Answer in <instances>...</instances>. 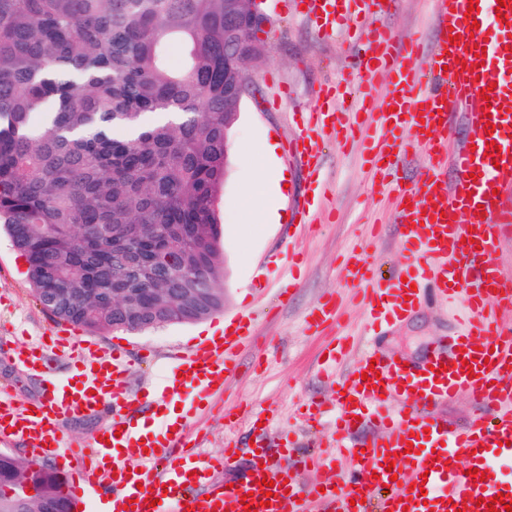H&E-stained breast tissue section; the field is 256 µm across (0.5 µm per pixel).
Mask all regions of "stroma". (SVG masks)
I'll list each match as a JSON object with an SVG mask.
<instances>
[{
	"mask_svg": "<svg viewBox=\"0 0 512 512\" xmlns=\"http://www.w3.org/2000/svg\"><path fill=\"white\" fill-rule=\"evenodd\" d=\"M261 8L267 17L258 34L263 57L248 72L249 90L230 132L232 150L221 195L223 312L142 332L108 330L94 335L105 348L122 343L133 355L143 347L155 352V362H133L128 375L131 395L149 403L172 352L195 344L224 319L246 310L257 315L255 337L239 355L237 375L221 397L192 419V430L211 456L223 453L224 440L232 432L242 447H249L246 427L230 429L225 417L250 408L270 409L281 432L296 433L305 442H317L326 434V427L309 429L303 423L302 410L310 400L336 396L335 385L317 374L327 337L310 332L305 318L321 299L333 294L341 297L343 333L352 343L346 362L354 364L368 331V317L345 284L346 259L351 250H362L386 277L404 260L394 205L373 190L359 140H349L341 148L333 139L322 140L321 171L315 185L306 169L287 153L304 115L319 105L320 86L349 72V44L338 32L318 35L299 13L296 0H263ZM383 22L397 36L419 38L425 46L435 36L430 0H396ZM271 138L278 142L271 170L285 175L288 187L277 200V221L263 224L259 211L264 201L247 192L263 171L247 164L242 154L247 151L259 157L265 140ZM314 188L320 200L310 226L289 223L291 201ZM288 247L299 252V266L286 258L270 263L271 254ZM287 286L292 289L287 303L275 305L277 290ZM463 307L459 297L449 305L425 301L381 336L378 347L388 356L420 360L433 341L459 324ZM56 328V321L33 295L23 259L7 235L1 234L0 387H11L18 403L38 401L42 391L39 380L10 359L12 347L39 342Z\"/></svg>",
	"mask_w": 512,
	"mask_h": 512,
	"instance_id": "1",
	"label": "stroma"
}]
</instances>
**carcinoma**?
I'll use <instances>...</instances> for the list:
<instances>
[{"instance_id": "1", "label": "carcinoma", "mask_w": 512, "mask_h": 512, "mask_svg": "<svg viewBox=\"0 0 512 512\" xmlns=\"http://www.w3.org/2000/svg\"><path fill=\"white\" fill-rule=\"evenodd\" d=\"M242 0H0V225L35 298L83 332L167 324L148 290L224 309V18ZM129 292L112 297V284ZM68 288L67 305L47 298ZM32 490L20 504L15 481ZM0 452V512H74Z\"/></svg>"}]
</instances>
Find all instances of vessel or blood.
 I'll return each instance as SVG.
<instances>
[{
	"mask_svg": "<svg viewBox=\"0 0 512 512\" xmlns=\"http://www.w3.org/2000/svg\"><path fill=\"white\" fill-rule=\"evenodd\" d=\"M305 18L330 34L339 20L384 15L386 0H301ZM437 37L428 49L399 38L383 24L347 31L365 44L341 85L319 90L321 106L308 113L289 151L310 172L319 168L321 135L342 139L370 129L369 170L395 197L407 263L399 278L380 282L364 254L350 253L346 277L372 321L374 336L411 315L425 291L437 300L463 296L468 317L455 335L434 341L423 359L403 362L369 344L338 384L337 453L297 451L275 435L265 412L246 416L254 437L242 481L214 479L218 462L197 451L189 419L143 430L139 403L129 395L131 361L125 348L104 351L69 328L39 344L13 349V361L45 380L40 403L0 399V446L21 440L33 460H52L68 477L75 505L88 494L111 499L112 512H486L493 497H512V480L495 463L512 458V275L495 260L502 230L512 225V0H433ZM386 76L388 91L373 106L370 86ZM358 91L350 112L339 111L342 88ZM470 135L448 148L454 109ZM432 159L418 187L391 177L411 150ZM453 178H445V170ZM335 297L318 302L307 319L320 330L336 323ZM255 330L253 315L231 319L215 336L171 357L159 388L157 416L184 391L191 414L202 411L239 369V353ZM72 361L56 377L51 356ZM377 378L363 382V372ZM467 395L475 410L456 424L439 408ZM111 408L112 420L89 443L65 447L57 424ZM413 452H406V445ZM479 476H472V469ZM315 471L319 484L307 483Z\"/></svg>",
	"mask_w": 512,
	"mask_h": 512,
	"instance_id": "b4317fda",
	"label": "vessel or blood"
}]
</instances>
